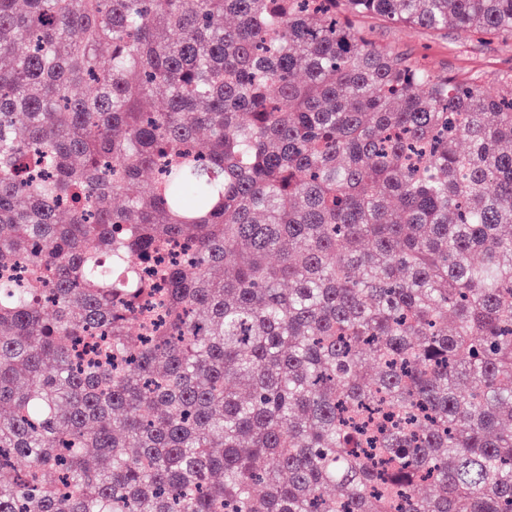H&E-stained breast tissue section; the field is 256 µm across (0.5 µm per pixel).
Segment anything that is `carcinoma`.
<instances>
[{
	"label": "carcinoma",
	"mask_w": 512,
	"mask_h": 512,
	"mask_svg": "<svg viewBox=\"0 0 512 512\" xmlns=\"http://www.w3.org/2000/svg\"><path fill=\"white\" fill-rule=\"evenodd\" d=\"M360 18L512 37L0 0V512H512V74ZM363 28L376 46L394 48L420 59L435 70H448L475 84L512 69V40L472 28L436 34L419 27L366 21Z\"/></svg>",
	"instance_id": "1"
}]
</instances>
